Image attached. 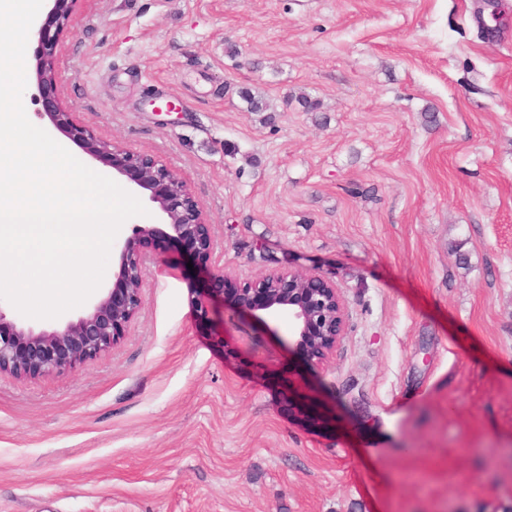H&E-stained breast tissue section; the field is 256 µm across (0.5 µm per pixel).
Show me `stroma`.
<instances>
[{
  "label": "stroma",
  "mask_w": 512,
  "mask_h": 512,
  "mask_svg": "<svg viewBox=\"0 0 512 512\" xmlns=\"http://www.w3.org/2000/svg\"><path fill=\"white\" fill-rule=\"evenodd\" d=\"M480 5L82 0L57 97L183 178L213 249L148 238L117 345L0 375V512H512V0ZM288 267L340 292L327 364L193 306Z\"/></svg>",
  "instance_id": "35a3bbf8"
}]
</instances>
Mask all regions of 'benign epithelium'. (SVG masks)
Returning a JSON list of instances; mask_svg holds the SVG:
<instances>
[{
    "label": "benign epithelium",
    "instance_id": "obj_1",
    "mask_svg": "<svg viewBox=\"0 0 512 512\" xmlns=\"http://www.w3.org/2000/svg\"><path fill=\"white\" fill-rule=\"evenodd\" d=\"M50 2L49 15L36 29V88L43 115L85 154L148 192L171 237L189 245L196 257L207 258L212 250L207 215L186 181L147 154L99 140L77 125L56 98L54 48L80 0ZM162 233L154 225L136 224L131 235L113 245L114 286L97 294L73 318L35 325L23 318L9 319L0 310V374L27 377L71 371L115 346L143 305L142 242ZM218 282L214 292L230 295L237 307L261 321L288 319L296 344L317 365L328 362L344 334L345 310L338 288L319 274L276 269L242 285L221 273Z\"/></svg>",
    "mask_w": 512,
    "mask_h": 512
}]
</instances>
